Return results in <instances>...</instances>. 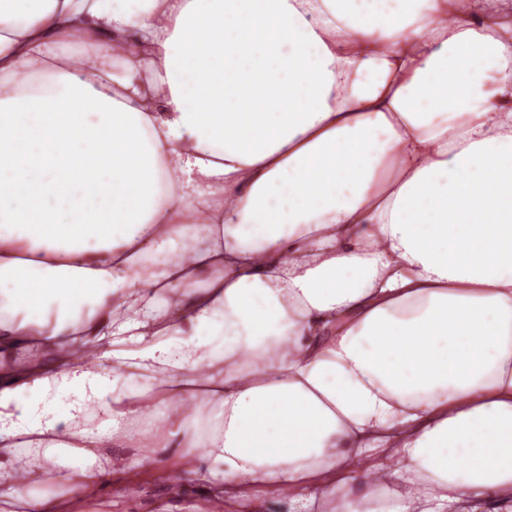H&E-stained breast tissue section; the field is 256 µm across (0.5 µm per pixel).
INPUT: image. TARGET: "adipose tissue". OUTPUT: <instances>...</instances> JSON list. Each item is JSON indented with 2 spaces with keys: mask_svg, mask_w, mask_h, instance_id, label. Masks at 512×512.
<instances>
[{
  "mask_svg": "<svg viewBox=\"0 0 512 512\" xmlns=\"http://www.w3.org/2000/svg\"><path fill=\"white\" fill-rule=\"evenodd\" d=\"M147 414L213 499L512 512V0H0V512Z\"/></svg>",
  "mask_w": 512,
  "mask_h": 512,
  "instance_id": "ef3b65f1",
  "label": "adipose tissue"
}]
</instances>
